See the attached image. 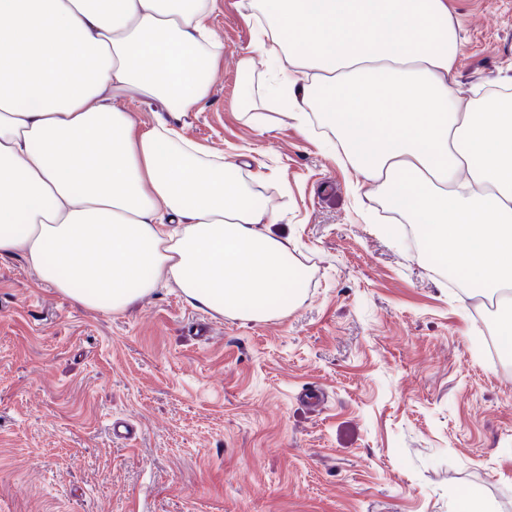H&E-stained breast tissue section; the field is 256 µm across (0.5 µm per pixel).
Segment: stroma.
Here are the masks:
<instances>
[{
    "mask_svg": "<svg viewBox=\"0 0 512 512\" xmlns=\"http://www.w3.org/2000/svg\"><path fill=\"white\" fill-rule=\"evenodd\" d=\"M448 9L460 104L512 87V0ZM211 28L218 76L182 131L262 172L270 231L315 277L278 319L164 286L106 313L0 260V512H455L472 491L512 512V373L484 357L480 291L375 232L383 199L322 128L246 122L242 0Z\"/></svg>",
    "mask_w": 512,
    "mask_h": 512,
    "instance_id": "1",
    "label": "stroma"
}]
</instances>
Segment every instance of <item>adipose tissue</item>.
<instances>
[{
    "label": "adipose tissue",
    "instance_id": "1",
    "mask_svg": "<svg viewBox=\"0 0 512 512\" xmlns=\"http://www.w3.org/2000/svg\"><path fill=\"white\" fill-rule=\"evenodd\" d=\"M216 0H0V259L112 313L165 282L247 320L283 316L307 279L237 175L173 118L215 78ZM264 83L243 56L237 107L289 97L422 233L431 264L497 295L512 347V99L460 106L448 0H246ZM160 102L139 127L125 104Z\"/></svg>",
    "mask_w": 512,
    "mask_h": 512
}]
</instances>
